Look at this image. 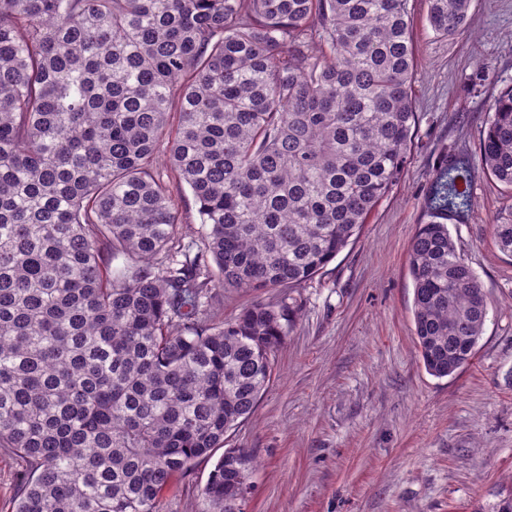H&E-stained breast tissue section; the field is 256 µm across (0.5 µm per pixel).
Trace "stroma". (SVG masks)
Wrapping results in <instances>:
<instances>
[{"label":"stroma","mask_w":512,"mask_h":512,"mask_svg":"<svg viewBox=\"0 0 512 512\" xmlns=\"http://www.w3.org/2000/svg\"><path fill=\"white\" fill-rule=\"evenodd\" d=\"M419 117L399 179L359 237L286 294L294 322L273 379L225 447L253 459L244 512H493L512 495V257L492 226L512 188L484 172L490 107L512 86V0H472L448 38L410 0ZM467 158L473 206L448 228L476 272L488 319L472 361L436 378L414 336L409 249L444 157ZM216 463L199 461L164 512H199Z\"/></svg>","instance_id":"stroma-1"}]
</instances>
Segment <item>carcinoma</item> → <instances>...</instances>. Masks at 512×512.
<instances>
[{
    "instance_id": "cac0c4a2",
    "label": "carcinoma",
    "mask_w": 512,
    "mask_h": 512,
    "mask_svg": "<svg viewBox=\"0 0 512 512\" xmlns=\"http://www.w3.org/2000/svg\"><path fill=\"white\" fill-rule=\"evenodd\" d=\"M409 0H0V449L16 512H163L267 389L288 297L224 319L222 288L312 280L403 171L416 125ZM472 0H429L438 37ZM512 187V87L479 149ZM446 159L411 245L414 335L444 378L488 304L448 217ZM189 188L202 231H181ZM512 256V212L493 225ZM124 263L112 268V261ZM230 448L202 512H241ZM25 465L16 455L0 450V512H14Z\"/></svg>"
}]
</instances>
